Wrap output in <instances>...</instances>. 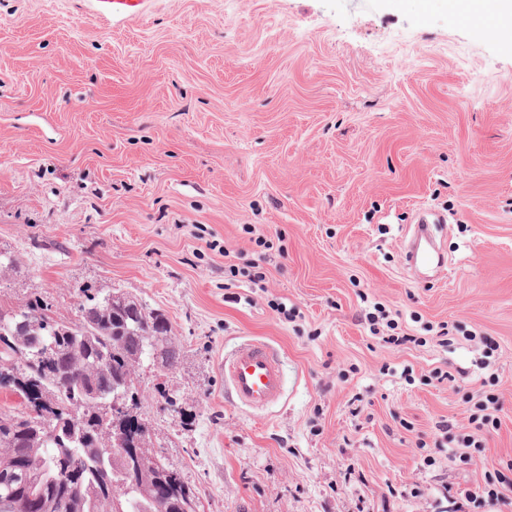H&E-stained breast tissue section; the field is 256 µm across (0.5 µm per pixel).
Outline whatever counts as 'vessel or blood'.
Returning <instances> with one entry per match:
<instances>
[{
	"mask_svg": "<svg viewBox=\"0 0 512 512\" xmlns=\"http://www.w3.org/2000/svg\"><path fill=\"white\" fill-rule=\"evenodd\" d=\"M105 16H132L139 13L144 0H95ZM444 215L426 209L417 210L413 230L404 254V263L414 273L428 270L440 273L447 265L444 253L437 247L433 225L445 223ZM224 381L238 403L252 409H263L281 396L284 375L277 354L265 343L249 341L225 356L220 364Z\"/></svg>",
	"mask_w": 512,
	"mask_h": 512,
	"instance_id": "b4317fda",
	"label": "vessel or blood"
}]
</instances>
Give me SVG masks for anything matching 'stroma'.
<instances>
[{"label":"stroma","instance_id":"35a3bbf8","mask_svg":"<svg viewBox=\"0 0 512 512\" xmlns=\"http://www.w3.org/2000/svg\"><path fill=\"white\" fill-rule=\"evenodd\" d=\"M483 26L443 0H0V310L70 322L89 285L169 318L182 359L141 363L136 414L196 512H512L463 496L512 462V49ZM420 207L448 216L429 281L403 264ZM374 302L422 345L371 336ZM251 339L285 374L264 410L219 370ZM485 390L473 464L416 448ZM98 12L105 16H132L139 13L146 0H95ZM472 398L463 400L465 413L467 414L468 425L474 431L482 432L496 430L500 424L496 413L501 410L502 402L495 393H485V395L476 402Z\"/></svg>","mask_w":512,"mask_h":512}]
</instances>
